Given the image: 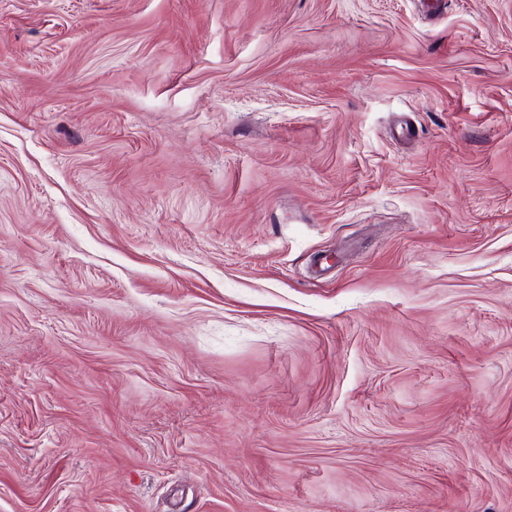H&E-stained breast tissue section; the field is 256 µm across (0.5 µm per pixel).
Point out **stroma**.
I'll return each mask as SVG.
<instances>
[{"mask_svg":"<svg viewBox=\"0 0 512 512\" xmlns=\"http://www.w3.org/2000/svg\"><path fill=\"white\" fill-rule=\"evenodd\" d=\"M0 512H512V0H0Z\"/></svg>","mask_w":512,"mask_h":512,"instance_id":"35a3bbf8","label":"stroma"}]
</instances>
